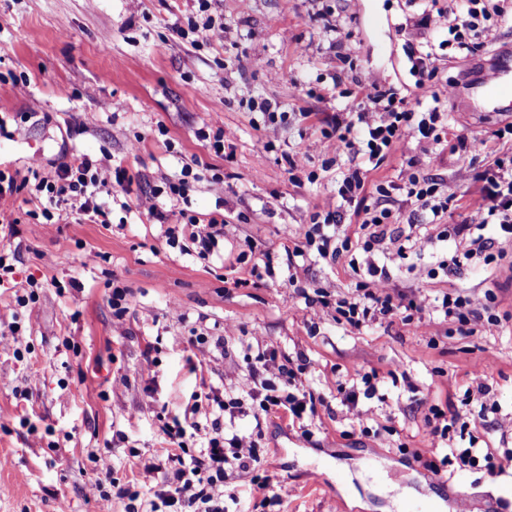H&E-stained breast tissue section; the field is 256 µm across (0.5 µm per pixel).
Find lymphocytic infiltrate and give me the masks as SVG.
<instances>
[{
  "instance_id": "lymphocytic-infiltrate-1",
  "label": "lymphocytic infiltrate",
  "mask_w": 512,
  "mask_h": 512,
  "mask_svg": "<svg viewBox=\"0 0 512 512\" xmlns=\"http://www.w3.org/2000/svg\"><path fill=\"white\" fill-rule=\"evenodd\" d=\"M481 0H464L460 10L448 14V46L468 56L480 50L475 35L481 23L490 21L491 13L481 7ZM358 109L337 119L331 133L325 137V149L332 154L358 150L371 160H383L402 149L407 137L441 142L448 125L445 113L438 108L417 112L410 108L405 98L390 89L382 88L377 80L362 83L357 91ZM367 172L352 166L343 173L336 197L327 198L322 207L311 216V225L304 234L303 244L286 251L287 266H294L297 257L307 249H316L322 259L337 260L349 248L348 240L334 241L324 228L340 223L339 202H360L363 220L360 248L362 258L351 259L352 267L364 269L367 280L360 284L355 296L341 297L336 301V312L346 322L361 328L370 323L408 324L420 318L421 301L415 296L394 291L385 267L379 266L375 254L384 245L390 225L400 223L403 214L392 205V193L399 190L407 200L420 205L428 212L429 223L438 227L437 235L407 236L399 244V255H414L424 259L435 241L448 239L470 240L476 255L485 262H492L493 253L483 237H472L469 222L444 223L443 218L455 200V185L447 180L422 173L415 166L403 171L400 183H379L375 186L377 199L374 205L364 204ZM478 184L473 217L479 224L498 225L507 238H512V155L496 157L492 164L474 174ZM112 165L108 160L94 161L82 158L65 163L53 172L41 173L38 166L27 172H8L0 169V199L27 192L42 200L40 214L46 223L55 218L75 215L95 224L109 221V211L103 203L111 195ZM136 207L141 214L166 225L167 235L182 231L193 245L199 258L212 256L224 236L223 216H211L207 223H200L195 216L181 215L179 228L168 227L169 214L163 211L158 193L152 192L138 198ZM439 307L445 317L467 327L469 333L493 332L501 320L490 302L480 300L464 289L442 293ZM249 379L243 395L228 398L219 389H211L209 401L216 405L213 418L199 422L188 417L164 425L162 433L169 446L165 462H145L144 471L155 481L154 499L149 512H225L224 482L228 470L248 473L262 463L259 453L260 431L243 432L228 426V419L276 411L289 418L300 420L317 416L319 407L326 400L316 394L303 381L306 363L293 358L264 340L247 344ZM356 384L338 383L336 390L345 409V418L360 433H369L367 413L358 411L359 394H373L380 380L377 370L360 371ZM200 433L204 441L199 450L188 445L189 433ZM450 464L458 468L484 467L489 476H496L504 463L512 462V450L503 456L480 448L477 436L469 438L465 448L451 451Z\"/></svg>"
}]
</instances>
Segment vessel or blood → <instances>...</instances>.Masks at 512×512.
<instances>
[{
  "label": "vessel or blood",
  "mask_w": 512,
  "mask_h": 512,
  "mask_svg": "<svg viewBox=\"0 0 512 512\" xmlns=\"http://www.w3.org/2000/svg\"><path fill=\"white\" fill-rule=\"evenodd\" d=\"M464 99L472 112L511 113L512 52L494 54L480 75L467 83Z\"/></svg>",
  "instance_id": "obj_1"
}]
</instances>
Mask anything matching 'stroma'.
<instances>
[{"label":"stroma","instance_id":"stroma-1","mask_svg":"<svg viewBox=\"0 0 512 512\" xmlns=\"http://www.w3.org/2000/svg\"><path fill=\"white\" fill-rule=\"evenodd\" d=\"M459 0H0V116L22 120L23 133L0 136V166L51 168L87 157H111L131 178L109 202L110 225L68 219L50 226L30 216L16 195L0 206L16 233L0 236V253L16 254L14 279L40 287L27 306L0 290V512H102L90 491L97 473L92 453L104 454L111 476L132 484L142 501L153 497L142 476L145 458L165 459L162 422L188 402L211 412L206 395L245 389V347L262 336L280 351L302 354L305 378L322 394L307 429L278 413L236 420L240 430L261 426L263 469L226 481L236 495L229 512H401L391 494L402 484L419 506L441 512H512V465L496 477L483 468L432 483L424 462L436 441L424 432L429 406L467 414L485 448H512V241L496 226L493 263L464 259L467 242H436L435 256H460L449 274L431 279L410 268L395 247L376 254L394 288L425 300V328L394 322L360 329L337 321L334 309L311 314L288 283L297 274L308 294L354 292L360 279L348 257L322 260L306 251L296 272L282 264L285 247L299 243L317 206L335 196L351 153L331 158L323 134L336 114L356 110V85L377 78L416 103L418 77L408 56L431 53L439 107L448 115L443 143L410 137L368 173L369 184L399 181L409 159L428 174L452 181L457 198L447 221L470 219L477 186L468 171L484 169L506 152L491 140L505 117L468 112L448 85L479 73L488 50L512 45V0L500 5L509 23L495 28L477 55L457 59L445 41V12ZM213 16L224 39L192 46L171 34L176 23ZM344 40H337V31ZM276 104L285 118L265 137L255 101ZM224 135L223 153L209 137ZM460 136L487 138L475 163L449 145ZM300 157L297 169L288 161ZM205 167L183 199L168 204L201 219L224 216V242L201 259L169 244L161 225L136 198L179 176L184 165ZM220 177L223 187L212 186ZM271 254L273 277L256 279L253 257ZM128 290V313L116 325L113 287ZM465 287L491 294L498 332L465 334L436 310L434 298ZM223 337V350L196 344L198 333ZM204 358V373L187 357ZM381 377L359 410L396 427L392 444L352 432L339 414L336 383L360 369ZM495 392L498 412L480 413L465 398L474 373ZM407 443L409 453L399 450ZM274 475L291 487L281 504L264 503L257 485Z\"/></svg>","mask_w":512,"mask_h":512}]
</instances>
